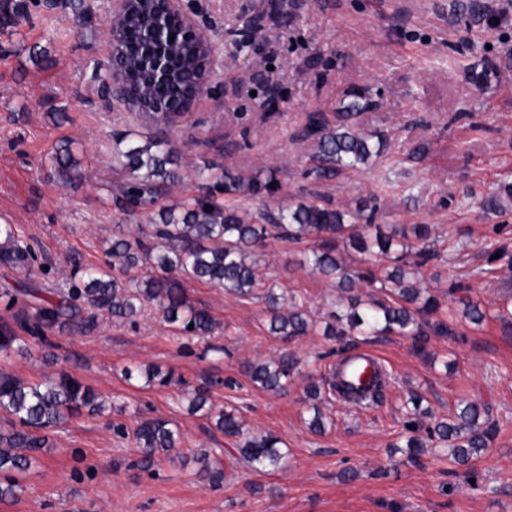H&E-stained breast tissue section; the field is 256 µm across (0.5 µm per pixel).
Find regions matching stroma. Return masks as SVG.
Masks as SVG:
<instances>
[{"mask_svg": "<svg viewBox=\"0 0 512 512\" xmlns=\"http://www.w3.org/2000/svg\"><path fill=\"white\" fill-rule=\"evenodd\" d=\"M88 13L45 11L34 0H8L0 22V224H12L38 265L25 274L0 261V327L33 317L39 299L71 286L74 264L105 266L113 238L133 231L109 193L115 136L142 121L103 99L94 69L109 64L108 0H85ZM208 35L217 65L191 122L171 127L183 180L165 202L196 193L195 169L219 165L244 177L275 173L278 200L310 199L314 142L308 118L334 117L347 91H364L362 129L378 134L382 154L325 183L334 207L374 206V223L428 224L453 258L428 265L421 287L450 303L452 282L472 285L488 309L512 298V265L485 273L487 251L512 247V22L498 24L488 0H184ZM67 117L55 122L54 110ZM75 143L77 188H63L50 157L61 140ZM306 243L270 239L259 266L283 295L325 316L332 281L300 261ZM188 297L218 324L206 340L176 339L159 315L136 322L83 304L77 322L26 336L29 355L0 353V373L23 381L67 370L104 399L106 409L79 415L52 431L54 445L19 479L0 512H512V329L490 318L457 321L455 336L431 337L426 353L411 339L363 343L389 374L380 402L324 405V434L310 432L307 376L283 394L252 383L246 362L283 349L268 336L263 302L196 281ZM157 365L182 386L125 380L124 368ZM212 382L214 408L236 407L248 434L272 433L287 444L276 473L225 471L220 486L200 474L196 453L236 454V438L210 433L187 411L183 389ZM432 419H449L459 398L486 409L499 429L478 462L477 482L427 449L416 460L390 454L403 436L409 392ZM176 422L182 442L142 470L130 432L141 419ZM121 424L128 437H118Z\"/></svg>", "mask_w": 512, "mask_h": 512, "instance_id": "35a3bbf8", "label": "stroma"}]
</instances>
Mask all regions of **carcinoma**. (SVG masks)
<instances>
[{"mask_svg":"<svg viewBox=\"0 0 512 512\" xmlns=\"http://www.w3.org/2000/svg\"><path fill=\"white\" fill-rule=\"evenodd\" d=\"M116 28L139 44L150 31L147 22L124 19ZM165 36L168 43L167 68L169 77L161 82L148 80V65L142 61L131 67L129 97L139 109L157 105L178 109L188 89L194 84L198 62L192 43L184 37L177 23H170ZM368 106L361 91H350L336 109L334 123L321 114L311 117L308 136L315 143L311 156L310 173L322 182L346 170L365 166L381 151V142L373 141L359 127V116ZM150 126L158 132L128 131L112 144V170L126 175L111 190L114 208L124 216L143 214L150 221L152 233L142 236L131 233L112 240L107 254L119 262L118 271L143 269L140 279L122 281L103 267L75 266L79 283L68 290V298L58 301L43 300L37 312L36 335L57 324L63 325L77 316V300H85L107 310L112 316L132 319L148 304H154L165 322L188 337L205 338L213 335L216 324L204 309L188 299L183 283L193 280L223 288L241 297L262 298L266 303V325L269 335L289 342L307 336L323 327L322 335L354 347L370 336H408L418 351H424L429 335L454 336V322L448 321L439 300L423 294L413 284V277L422 274V268L433 261L448 262L444 249L438 245L426 225L414 227V239L405 230L390 228L384 233L376 230L371 236L370 224H360L364 209L350 215L317 199L297 204L278 205L270 210L266 203L256 210L224 205V195L246 193L253 198L273 199L281 194L282 185L271 172L262 180L243 178L214 167L195 171L194 179L206 184V191L188 196L175 207L161 206L170 186L180 181V154L161 132L160 122ZM74 142L61 143L52 157L55 175L64 186L72 184L73 172L79 167ZM287 239L300 243L309 238L313 246L305 254L306 264L314 273L331 279L338 292L335 310L330 321L320 325L308 308L300 303L288 304L282 312L276 285L260 278L257 268L268 238ZM338 238L352 241L361 253L384 257L389 265L379 273L371 268L354 267L336 254ZM0 259L23 269L32 270L37 260L33 248L23 245L12 224H0ZM365 284L378 291L363 300L352 294L357 286ZM463 293L457 299L461 317L474 325L487 318L482 302L470 296L472 286L452 285L449 293ZM20 337L9 329L0 333V351L14 350L29 354ZM311 362L293 352H283L265 362L250 363L246 374L250 381L275 393L286 391L288 383ZM146 383L159 387L177 385L174 373L150 366L145 371ZM384 386L383 379L373 385L356 389L358 402L378 401ZM345 394L336 383V371L331 376H320L307 388V397L313 401L307 424L315 433H322L326 423L320 405ZM208 389L199 387L190 397L189 407L205 411L215 430L226 437L243 440L236 460L259 472L272 473L285 466L286 454L281 451L282 440L272 434L247 435L234 409L213 410L207 406ZM423 399L410 394L406 404L405 431L410 433L404 448L413 457L424 444L418 436L426 429L427 438L435 447L445 450L452 461L465 469L466 477L475 474L473 462L484 455L496 433L488 421H480L481 408L464 398L457 413L448 420H440L427 428L422 418L428 412L422 409ZM100 408L96 394L66 371L39 382H24L8 374L0 376V413L7 417L11 430L0 433V500L15 495L17 477L26 473L36 461V454L49 444L44 432L59 427L80 413V409ZM136 447L142 451L140 463L152 468L155 455L180 447V431L171 421L149 418L141 421L133 431Z\"/></svg>","mask_w":512,"mask_h":512,"instance_id":"cac0c4a2","label":"carcinoma"}]
</instances>
